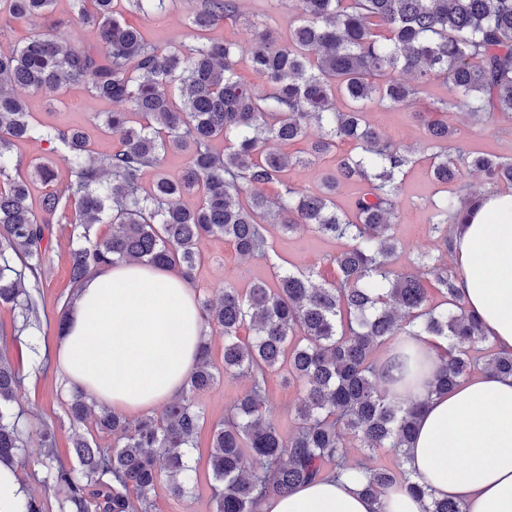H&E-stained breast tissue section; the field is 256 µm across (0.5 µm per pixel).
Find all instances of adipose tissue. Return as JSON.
I'll return each mask as SVG.
<instances>
[{
  "label": "adipose tissue",
  "instance_id": "1",
  "mask_svg": "<svg viewBox=\"0 0 512 512\" xmlns=\"http://www.w3.org/2000/svg\"><path fill=\"white\" fill-rule=\"evenodd\" d=\"M456 286L499 349L512 352V194H491L454 236ZM203 334L195 293L170 269L123 262L102 269L80 290L56 342L68 380L103 406L147 414L181 392ZM421 360L393 398L428 397L440 361L417 340ZM408 450L407 468L438 498L468 512H512V378L486 373L429 398ZM359 473L297 487L264 500L259 512H422L404 486L383 499L361 492Z\"/></svg>",
  "mask_w": 512,
  "mask_h": 512
}]
</instances>
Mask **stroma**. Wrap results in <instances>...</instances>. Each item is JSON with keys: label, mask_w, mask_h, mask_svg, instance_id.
Masks as SVG:
<instances>
[{"label": "stroma", "mask_w": 512, "mask_h": 512, "mask_svg": "<svg viewBox=\"0 0 512 512\" xmlns=\"http://www.w3.org/2000/svg\"><path fill=\"white\" fill-rule=\"evenodd\" d=\"M115 8L125 21L140 29L147 40L160 45L182 44L192 46L194 39L187 27V17L192 8L191 0H174L166 12L147 15L129 10L125 0H116ZM211 39L237 43L240 53L236 72L241 80L252 86L261 81L249 65L250 34L238 22L231 20L215 26L209 33ZM448 88L442 82H432L420 99L408 106L372 108L370 123L380 134L402 150L411 154L414 163L405 178L399 196V217L395 235L401 244L397 267L407 271L413 266L418 254L432 253L437 242L431 231L432 204L444 197V186L433 184L426 175L429 165L427 154L420 147L425 140L424 129L414 118L415 113L427 111L434 99L447 96ZM26 102L34 124L78 126L86 129L94 154L111 152L116 142L101 134L94 126V115L115 110L111 101L93 98L87 82L71 84L57 97L27 96ZM448 123L458 131L460 139L472 149L512 159V120L504 118L496 125L482 127L473 124L464 111L449 113ZM70 227L54 224L49 237L52 249L45 264L43 286L37 296L41 313L40 327L34 335H15L14 323L17 312L11 306L0 304V343L7 347L11 361L22 377L18 402L15 406L23 421L33 429L49 422L57 426L56 454L63 463H71V429L65 414V400L70 384L60 372L55 344L58 329V312L71 290L70 280ZM271 252L293 266L314 272L316 279L332 278L336 269L332 259L342 251L345 241L316 236L305 230L285 236L271 231L268 236ZM201 264L197 269L195 293L200 297L218 298L225 284L246 287L256 280H271L273 270L256 258H242L235 247L221 238L207 239L201 248ZM285 371L271 372L268 376V396L272 417L282 434H290L294 428L291 410L299 390L287 384ZM244 378H223L209 389L200 392L196 401L205 413L208 424L196 439L192 462L199 473V481L192 497H173L167 484L156 490L157 512H212L211 490L208 474V458L211 451L212 422L222 419L225 410L248 387ZM43 449L31 447L21 455L19 470L24 478L22 490L38 497L43 512H61V499L47 483Z\"/></svg>", "instance_id": "1"}]
</instances>
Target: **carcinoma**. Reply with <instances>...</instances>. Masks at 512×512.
I'll use <instances>...</instances> for the list:
<instances>
[{
	"instance_id": "obj_1",
	"label": "carcinoma",
	"mask_w": 512,
	"mask_h": 512,
	"mask_svg": "<svg viewBox=\"0 0 512 512\" xmlns=\"http://www.w3.org/2000/svg\"><path fill=\"white\" fill-rule=\"evenodd\" d=\"M172 2L127 0L146 14L162 13ZM275 2L292 14L287 35L265 16L250 22L259 89L237 76L234 43L203 38L242 15L240 0H196L188 26L197 42L187 49L149 43L116 17L113 0H72L65 19L0 53V304L18 310L22 324L15 331L36 322L32 290L42 287L51 224L71 225V282L78 286L117 262L166 266L192 283L210 237L269 262L271 225L285 234L308 229L345 239L346 248L331 259L332 282L274 263L270 282L226 284L218 301L198 300L204 328L224 336V374L249 380L212 425L213 512H258L268 497L340 472L350 438L370 453L387 449L398 458L395 470L361 467L364 494L378 497L404 484L424 500V512H465L462 503L437 499L413 480L404 449L423 403L390 398L378 379L393 366L403 378L412 374L414 358L401 342L421 336L437 341L441 356L431 396L447 394L476 370L512 377V354L482 334L456 288V271L443 262L453 253L455 225L480 193H449L431 217L439 254L419 257L413 272L396 269L397 199L413 160L382 138L367 112L372 104L414 101L431 82L442 81L448 98L416 113L425 127L424 147L433 150L432 181L462 184L477 171L489 189L512 187L511 160L468 150L448 125V112L460 107L480 126L512 119V0ZM53 5L0 0V16L47 18ZM58 26H92L97 44L62 45L54 36ZM86 78L93 97L131 106L97 114L118 145L96 159L82 130L31 123L25 99L14 94L17 87L30 94L62 92ZM313 124L321 134L309 141ZM217 139L224 140L222 153L212 147ZM28 140L60 150L70 174L64 189L53 188L51 162L23 171L12 147ZM302 140L305 148L296 156L280 150ZM345 140L358 153L337 158L321 174L320 193H303L286 181L289 167L311 166ZM170 149L188 154L180 174L159 171L143 188L144 171L160 167ZM33 178L47 187L37 209L30 204ZM345 183L359 186L349 214L336 209V191ZM268 185L277 186L272 197L264 193ZM190 193L200 197L194 208L181 202ZM97 224L111 225L110 234L98 236ZM426 275L443 302L431 301ZM247 324L253 337L244 342L239 331ZM385 344L388 357L378 364L374 354ZM281 367L300 392L286 438L272 419L267 393L269 371ZM218 375L204 338L182 393L161 416L132 422L72 385L65 406L76 465L54 466L48 475L65 512H156V486L164 476L175 495L191 496L198 476L190 453L204 422L195 395ZM19 387V374L0 348V466L14 472L31 442L51 459L56 447L53 426L44 423L33 433L15 413ZM89 423L93 432L86 434L82 427ZM95 432L112 436V450L97 444Z\"/></svg>"
}]
</instances>
